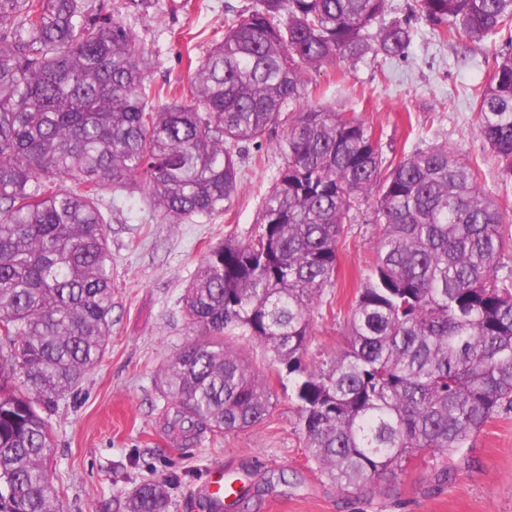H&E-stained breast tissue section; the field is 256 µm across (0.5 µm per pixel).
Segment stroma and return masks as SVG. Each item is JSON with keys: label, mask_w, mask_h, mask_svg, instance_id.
<instances>
[{"label": "stroma", "mask_w": 512, "mask_h": 512, "mask_svg": "<svg viewBox=\"0 0 512 512\" xmlns=\"http://www.w3.org/2000/svg\"><path fill=\"white\" fill-rule=\"evenodd\" d=\"M144 44L154 82H186L224 33V18L253 10L256 0H158L150 15L124 0H102ZM416 0H391V17H412L417 34L401 58L348 62L311 73L306 100L371 125L386 161L429 144L459 147L478 182L512 217L506 187L489 146L475 132L476 95L495 59L512 52L498 39L481 46L438 39L417 18ZM241 182L228 214L204 223L146 219L141 191L124 193L106 227L112 251V333L105 355L69 394L47 410L53 453L46 466L61 487L60 512H118L125 493L145 480L164 484L170 512H218L201 491L215 466L231 494L220 512H512V409L475 438L465 457L438 480L422 460L405 473L375 477L371 490L336 491L305 455L294 381L279 376L273 355L245 337L229 347L264 374L272 408L261 423L230 435L207 433L182 442L169 432L170 404L159 379L172 356L197 341L182 298L206 248L226 236L253 235L262 200L282 164L275 145L243 146ZM373 201L354 211L338 244V270L311 317L307 362L329 360L344 346L346 320L374 259Z\"/></svg>", "instance_id": "1"}]
</instances>
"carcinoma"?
Returning a JSON list of instances; mask_svg holds the SVG:
<instances>
[{
  "mask_svg": "<svg viewBox=\"0 0 512 512\" xmlns=\"http://www.w3.org/2000/svg\"><path fill=\"white\" fill-rule=\"evenodd\" d=\"M442 36L512 39V0H419ZM389 0H257L181 85L93 0H0V512H60L43 410L97 365L112 326L103 194L144 191L169 224L228 212L242 144L283 165L258 231L208 248L184 307L204 339L163 389L169 431L195 440L261 422L264 378L225 343L253 339L295 380L306 457L343 495L426 452L439 476L512 408V222L446 143L385 163L370 126L303 104L308 74L403 57L414 28ZM476 134L512 179V53L478 100ZM286 126L284 136L277 129ZM72 186H66V182ZM375 200L374 260L325 366L305 364L311 314L350 213ZM509 269L508 275L498 272ZM122 512H169L143 481Z\"/></svg>",
  "mask_w": 512,
  "mask_h": 512,
  "instance_id": "carcinoma-1",
  "label": "carcinoma"
}]
</instances>
